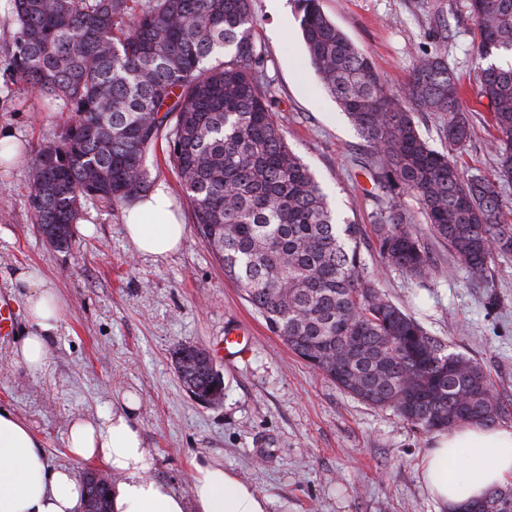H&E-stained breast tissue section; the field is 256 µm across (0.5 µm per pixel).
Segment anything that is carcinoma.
I'll list each match as a JSON object with an SVG mask.
<instances>
[{
    "mask_svg": "<svg viewBox=\"0 0 512 512\" xmlns=\"http://www.w3.org/2000/svg\"><path fill=\"white\" fill-rule=\"evenodd\" d=\"M12 2L16 36L3 77L70 114L30 170L36 223L67 224L87 200L112 209L147 197L163 144L224 275L294 355L424 432L502 419L482 366L373 287L362 225L337 222L288 146L261 85L251 0H144L135 14L129 0ZM299 8L309 63L369 142L374 183L414 195L434 237L472 273L486 272L495 253L512 254L498 191L512 182V0H466L479 37L476 98L487 100L498 157L492 179L464 177L418 132L413 112H446L450 146L473 136L444 55L418 61L393 93L320 0ZM378 241L387 266L430 274L428 252L399 209L379 225ZM174 364L187 390L213 389L205 350L180 345ZM507 500L511 486L494 488L483 506Z\"/></svg>",
    "mask_w": 512,
    "mask_h": 512,
    "instance_id": "obj_1",
    "label": "carcinoma"
}]
</instances>
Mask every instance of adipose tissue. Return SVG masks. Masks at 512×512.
<instances>
[{"instance_id": "obj_1", "label": "adipose tissue", "mask_w": 512, "mask_h": 512, "mask_svg": "<svg viewBox=\"0 0 512 512\" xmlns=\"http://www.w3.org/2000/svg\"><path fill=\"white\" fill-rule=\"evenodd\" d=\"M125 233L143 255L165 258L181 249L186 228L165 184L128 209ZM16 284L29 328L14 354L18 365L37 373L47 367L48 343L61 327L60 296L52 281L34 271L19 273ZM135 408L134 398L125 396L121 406L96 417L72 419L67 432L71 458L103 462L115 475L110 512H271V495L212 458L194 461L187 495L153 477ZM421 477L438 512L481 499L512 477V428L460 423L437 433L422 457ZM83 504L73 469L49 466L29 426L0 407V512H83Z\"/></svg>"}]
</instances>
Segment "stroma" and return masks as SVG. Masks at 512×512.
<instances>
[{"instance_id":"stroma-1","label":"stroma","mask_w":512,"mask_h":512,"mask_svg":"<svg viewBox=\"0 0 512 512\" xmlns=\"http://www.w3.org/2000/svg\"><path fill=\"white\" fill-rule=\"evenodd\" d=\"M254 37L264 54L261 82L278 102L290 148L327 194L339 217L362 224L361 248L374 285L422 322L431 335L480 362L511 412L512 255L494 257L486 275L454 263L430 232L416 198L375 186L363 164L370 148L322 87L309 65L299 28L298 0H252ZM336 26L371 59L389 90L407 82L418 59L444 51L463 85L476 78V26L465 0H321ZM447 26V49L436 30ZM474 135L453 150L448 115L418 112L422 138L452 153L465 175L493 177L498 158L488 145L489 111L467 96ZM26 90L0 82V127L23 152L0 167V297L12 326L0 335V407L21 417L41 442L49 465L69 462L68 425L137 398L135 419L154 459L156 478L190 492L192 462L211 456L272 495L274 512H437L420 477L434 440L394 411L367 405L298 359L246 302L192 222L180 178L165 160V183L186 225L180 251L165 258L139 254L126 237L124 209L84 203L73 243L59 251L43 239L29 207L28 170L43 140L67 120ZM398 208L427 249L433 272L416 279L386 267L377 226ZM33 268L62 299L63 321L49 346V365L31 374L16 365L13 346L27 327L15 275ZM240 327L249 352L215 360L224 386L217 404L187 392L173 351L181 344L213 351L225 324Z\"/></svg>"}]
</instances>
